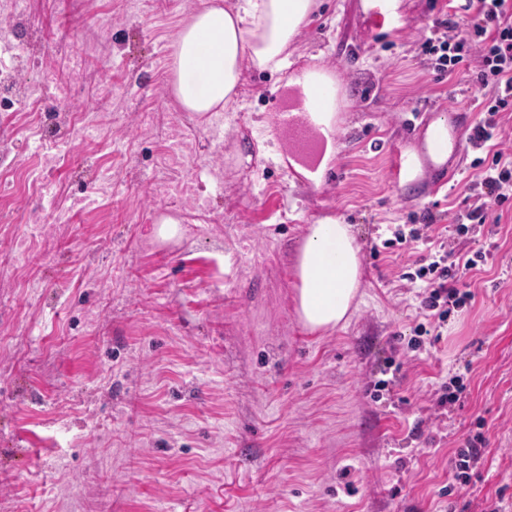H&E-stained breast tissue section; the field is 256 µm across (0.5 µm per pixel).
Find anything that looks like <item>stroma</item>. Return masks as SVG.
I'll return each instance as SVG.
<instances>
[{"mask_svg": "<svg viewBox=\"0 0 512 512\" xmlns=\"http://www.w3.org/2000/svg\"><path fill=\"white\" fill-rule=\"evenodd\" d=\"M200 2L0 0V512H512V202L449 234L484 148L439 190L391 180L430 117H480L466 68L418 45L448 0L377 26L368 0H317L290 68H246L219 139L168 93ZM327 67L343 103L317 184L273 120L288 78ZM44 112L75 121L49 138ZM428 212L430 240L393 242ZM163 213L179 239L154 238ZM327 216L352 225L362 279L347 323L312 334L293 254ZM442 242L493 258L441 322L408 275Z\"/></svg>", "mask_w": 512, "mask_h": 512, "instance_id": "1", "label": "stroma"}]
</instances>
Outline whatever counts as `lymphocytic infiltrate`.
I'll use <instances>...</instances> for the list:
<instances>
[{"label":"lymphocytic infiltrate","instance_id":"f902f5d3","mask_svg":"<svg viewBox=\"0 0 512 512\" xmlns=\"http://www.w3.org/2000/svg\"><path fill=\"white\" fill-rule=\"evenodd\" d=\"M420 48L443 74L455 73L462 62L471 63L470 81L482 94L483 112L472 145L480 148L497 139L500 113L512 110V0H462L434 22ZM470 190L473 202L466 223H486L489 205L512 200V150L494 151ZM489 256L482 248L465 259L451 250L429 254L416 271L426 284L422 307L447 318L450 307L462 306L467 299L458 287L462 275Z\"/></svg>","mask_w":512,"mask_h":512}]
</instances>
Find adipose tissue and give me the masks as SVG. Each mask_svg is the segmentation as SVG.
<instances>
[{"label":"adipose tissue","instance_id":"obj_1","mask_svg":"<svg viewBox=\"0 0 512 512\" xmlns=\"http://www.w3.org/2000/svg\"><path fill=\"white\" fill-rule=\"evenodd\" d=\"M315 0H208L193 11L172 41V94L187 112L232 108L245 67L279 72L288 48L309 22ZM296 312L309 332L347 321L361 282L351 225L325 219L309 225L295 258Z\"/></svg>","mask_w":512,"mask_h":512}]
</instances>
